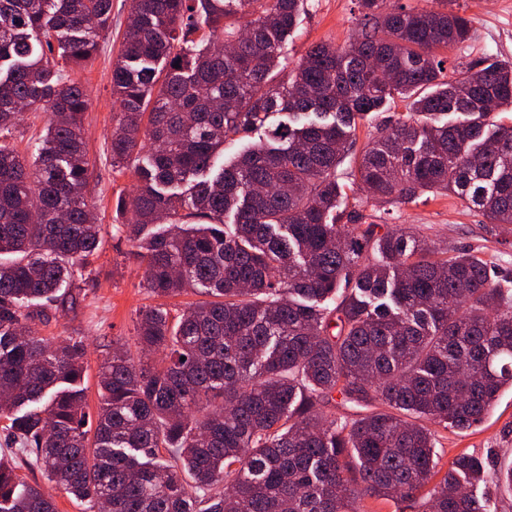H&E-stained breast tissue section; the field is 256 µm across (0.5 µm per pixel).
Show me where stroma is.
<instances>
[{"instance_id":"stroma-1","label":"stroma","mask_w":512,"mask_h":512,"mask_svg":"<svg viewBox=\"0 0 512 512\" xmlns=\"http://www.w3.org/2000/svg\"><path fill=\"white\" fill-rule=\"evenodd\" d=\"M399 5L453 10L472 18L471 40L442 53L446 70L491 58L512 61V0H385L383 7L388 10ZM129 11L130 0H112V25L103 35L96 59L72 74L90 95L83 124L92 161L90 190L103 227V246L82 272L75 308L65 314L48 309L45 318L35 323L39 334L49 339H84V385L87 412L92 418L99 406V368L111 354L113 340L131 339L139 309L155 302L141 286L144 263L131 254L125 234L115 230L116 225L127 221L116 210L117 197L130 193L137 184L132 173L113 170L109 146L116 111L110 82L112 60L121 47ZM361 29L356 0H305L299 25L289 37L284 55L293 65L313 45L347 47ZM341 173L348 186L341 207L344 212L359 213L361 223L380 225L385 232L406 224L448 249L474 253L492 267L512 271V224L488 223L477 209L462 206L448 195L408 204L368 201L353 186L350 166H342ZM438 440L437 450L445 467L463 452L483 457L490 467L511 461L512 389L500 393L493 412L480 427L467 431L442 429Z\"/></svg>"}]
</instances>
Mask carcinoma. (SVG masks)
Wrapping results in <instances>:
<instances>
[{
  "instance_id": "1",
  "label": "carcinoma",
  "mask_w": 512,
  "mask_h": 512,
  "mask_svg": "<svg viewBox=\"0 0 512 512\" xmlns=\"http://www.w3.org/2000/svg\"><path fill=\"white\" fill-rule=\"evenodd\" d=\"M303 2L131 0L110 152L140 186L117 199L132 221L116 230L151 294L205 299L145 307L133 342H112L91 432L84 341L51 345L32 322L43 301L73 309L103 243L71 71L98 52L112 0H0V420L20 460L91 508L490 512L484 461L441 471L425 422L476 427L512 387L509 279L407 227L339 223L337 169L358 120L401 99L355 182L404 203L443 191L512 224V122L491 120L512 111V62L447 74L437 51L471 39V18L359 0L360 37L290 69ZM25 111L48 115L27 154L11 144ZM263 126L212 172L224 142ZM0 512L57 510L0 459Z\"/></svg>"
}]
</instances>
